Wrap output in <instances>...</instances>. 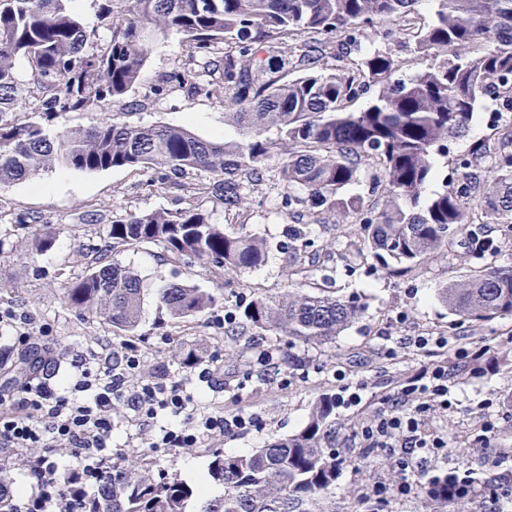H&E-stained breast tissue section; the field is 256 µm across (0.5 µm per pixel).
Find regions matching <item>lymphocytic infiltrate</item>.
Instances as JSON below:
<instances>
[{
	"label": "lymphocytic infiltrate",
	"mask_w": 512,
	"mask_h": 512,
	"mask_svg": "<svg viewBox=\"0 0 512 512\" xmlns=\"http://www.w3.org/2000/svg\"><path fill=\"white\" fill-rule=\"evenodd\" d=\"M417 349L434 353L435 361L421 367L393 398L388 409L363 427L367 447L389 448L401 480L396 489L385 483L367 493L374 512H388L393 498L418 488L424 469L418 455H443L448 438L435 425L433 409L448 410L454 385L452 372L484 360L490 344L462 346L452 361L439 359L448 347L443 335L414 337ZM141 367L137 355H123L98 362H79L75 383L59 386L49 380L25 382L11 397L0 396V469H10L19 449H34L25 463L30 480L26 498L15 499L10 485L0 486V499L11 502L15 512H73L88 489L112 468V412L127 406L134 418L153 417L158 410L180 416L191 403L181 383L158 374L128 385L127 379ZM257 414L227 415L213 412L190 426H174L147 440L152 448H193L201 440L236 434L259 427ZM63 449L61 458L53 450Z\"/></svg>",
	"instance_id": "f902f5d3"
}]
</instances>
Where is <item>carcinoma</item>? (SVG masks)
Here are the masks:
<instances>
[{"mask_svg": "<svg viewBox=\"0 0 512 512\" xmlns=\"http://www.w3.org/2000/svg\"><path fill=\"white\" fill-rule=\"evenodd\" d=\"M71 0H0V185L41 171L160 169L163 183L220 201L231 223L215 224L203 205L128 212L112 221L108 240L88 254L85 275L65 288L76 311L134 331L142 291L138 275L112 261L122 248L161 245L185 262L244 273L261 266L265 240L244 230V195L261 189L269 163L280 194L305 191L304 210L288 225V267L315 262L304 224L362 210L358 255L390 274L408 271L447 249L478 221L512 224V152L476 145L461 166V187L426 196L439 178L434 155L466 133L488 96L512 108V0H92L97 24L86 27ZM383 38L421 61L408 72L391 49L351 58L377 25ZM171 33L185 39L188 63L162 77L150 95L178 87L191 94L224 91L239 141L203 139L182 126L120 120L112 105L140 84L151 44ZM26 59L28 80L16 62ZM364 97L354 112L349 103ZM27 119H15L19 101ZM101 111L84 129L54 128L60 112ZM494 156L476 205L468 197L472 161ZM373 170L377 200L347 190ZM200 173L209 174L198 179ZM439 298L476 327L512 315V266L469 271L439 289ZM174 319L210 312L221 298L190 284L159 290ZM336 295L290 288L258 293L238 309L237 326L252 336H284L288 344L333 342L362 314ZM326 395L297 433L251 452L212 454L209 476L223 493L207 497L177 478H156L123 458L112 477L83 500L81 512H336L342 469ZM476 492L452 476L428 492L431 512H447Z\"/></svg>", "mask_w": 512, "mask_h": 512, "instance_id": "carcinoma-1", "label": "carcinoma"}]
</instances>
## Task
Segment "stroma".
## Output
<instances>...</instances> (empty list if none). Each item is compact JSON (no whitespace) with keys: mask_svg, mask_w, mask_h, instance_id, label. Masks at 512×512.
Here are the masks:
<instances>
[{"mask_svg":"<svg viewBox=\"0 0 512 512\" xmlns=\"http://www.w3.org/2000/svg\"><path fill=\"white\" fill-rule=\"evenodd\" d=\"M186 55L179 35L155 41L135 99H142L164 74L178 69ZM113 110L124 113L131 123L183 126L214 141L239 136L225 118L219 94L192 95L175 88L144 109L126 112L117 104ZM483 139L512 150V112L492 118L475 113L466 136L449 142L447 154L436 156L437 167L455 175L461 159ZM190 201L187 192L162 185L155 170L78 172L58 167L29 182L0 185V304H11L30 318L23 337L14 328L0 326V348L16 357L30 347L51 345L57 379L72 380L78 374L77 360L117 352L126 344L138 351L145 373L164 371L195 401H203L204 410L257 413L260 429L209 439L199 447L176 452L133 445L141 426L120 415L112 434V450L118 457L137 455L154 473L191 485L196 482L195 471H207L215 449L240 455L286 438L305 426L313 404L323 394L335 395L336 449L346 459L336 481V512H367V488L379 479L396 481L398 475L388 450L361 447L358 435L379 414L382 400L395 397L407 376L430 363L429 354L412 345V338L431 331L470 342L497 336L501 342L495 351V369L478 374L463 371L453 391V406L440 417L452 442L443 457L428 463L427 470L433 477L447 471L477 478L498 475L493 463H482V451L473 441L483 418L497 415L495 448L512 455V343L504 341L512 334V316L473 327L448 309L437 290L470 270L512 264V226L487 225L488 234L498 241L495 253L478 251L470 240L456 237L445 252L425 260L416 272L393 278L375 262L354 258V245L362 232L359 213H351L336 230L309 225L312 251L333 270L332 288L364 312L335 342L299 349L301 361L296 365L287 362V341L272 334L260 342L276 350L275 366L247 362L242 351L249 337L230 335L217 325L218 319L236 311L253 293H278L289 287L285 229L300 206L282 204L273 167L266 174L264 192L248 196L247 229L268 245L261 266L235 274L210 265L186 264L159 246L124 250L115 259L135 269L144 291L135 331H112L101 319L81 315L65 303L66 281L85 274L87 252L106 237L111 219L129 210L182 208ZM19 214L49 227L55 237L49 250L33 248L31 230L15 222ZM177 282L220 294V308L185 320L171 318L159 308L156 293ZM191 349L199 353L203 366L213 370L211 382H202L197 371L181 365L179 352Z\"/></svg>","mask_w":512,"mask_h":512,"instance_id":"1","label":"stroma"}]
</instances>
